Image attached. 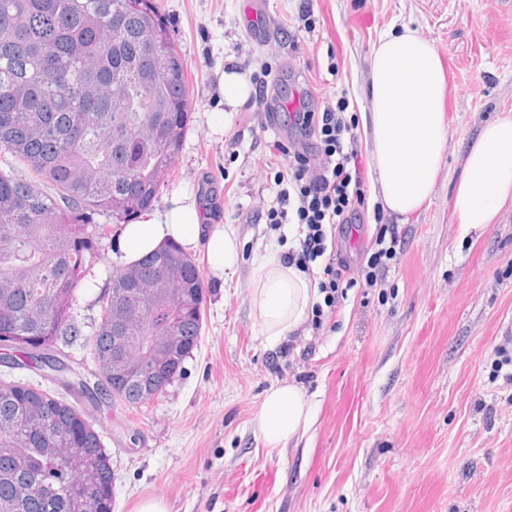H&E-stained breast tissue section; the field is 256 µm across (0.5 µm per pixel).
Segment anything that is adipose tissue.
Here are the masks:
<instances>
[{
	"mask_svg": "<svg viewBox=\"0 0 512 512\" xmlns=\"http://www.w3.org/2000/svg\"><path fill=\"white\" fill-rule=\"evenodd\" d=\"M445 94L444 65L428 42L409 31L379 38L371 62L370 110L362 115V127L371 144L373 189L396 215L420 210L432 193L446 143ZM510 201L512 119L503 117L486 123L466 147L455 194L457 221L470 227L495 223ZM169 242L204 247L206 264L218 277L237 250L223 228L203 232L196 203L181 197L173 198L163 215L124 225L118 245L133 263ZM317 295L316 280L278 255L261 263L250 305L267 341L275 344L297 332ZM312 417L305 394L281 384L265 393L254 424L267 447L282 448L307 431Z\"/></svg>",
	"mask_w": 512,
	"mask_h": 512,
	"instance_id": "1",
	"label": "adipose tissue"
}]
</instances>
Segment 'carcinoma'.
Here are the masks:
<instances>
[{
  "mask_svg": "<svg viewBox=\"0 0 512 512\" xmlns=\"http://www.w3.org/2000/svg\"><path fill=\"white\" fill-rule=\"evenodd\" d=\"M152 35L158 53L140 44ZM189 72L156 0H0V337L53 367L84 338L113 396L134 407L165 393L201 340L203 275L176 243L131 264L76 308L112 225L158 200L190 123ZM167 273L161 301L127 297ZM123 340H118V337ZM169 356L112 375L140 346ZM112 467L85 411L25 382L0 384V512H79L112 500Z\"/></svg>",
  "mask_w": 512,
  "mask_h": 512,
  "instance_id": "1",
  "label": "carcinoma"
}]
</instances>
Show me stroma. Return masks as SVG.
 <instances>
[{"mask_svg": "<svg viewBox=\"0 0 512 512\" xmlns=\"http://www.w3.org/2000/svg\"><path fill=\"white\" fill-rule=\"evenodd\" d=\"M158 2L191 75V121L152 212L178 194L204 202V223L223 225L239 250L223 277L205 274L201 342L164 396L131 408L102 393L88 410L111 460L112 512L149 498L167 512H512V364L499 354L512 352V203L482 228L454 211L467 143L512 114V0H260L266 42L252 36L246 0ZM305 6L318 20L309 33ZM406 28L434 47L448 79L449 145L431 198L401 217L365 195L353 242L340 244L351 269L332 316L268 344L251 278L266 256L297 246L266 212L286 163L275 145L300 134L262 129L219 75L265 68L279 97L301 89L317 109L344 94L357 118L369 109L375 44ZM382 222L398 225L402 244L370 287L361 268ZM124 264L104 248L78 293L82 322ZM64 353V376L1 361L0 382L76 403L67 382L96 365L82 343ZM279 383L310 399L313 422L269 448L254 418Z\"/></svg>", "mask_w": 512, "mask_h": 512, "instance_id": "stroma-1", "label": "stroma"}]
</instances>
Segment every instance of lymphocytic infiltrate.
<instances>
[{
  "label": "lymphocytic infiltrate",
  "instance_id": "1",
  "mask_svg": "<svg viewBox=\"0 0 512 512\" xmlns=\"http://www.w3.org/2000/svg\"><path fill=\"white\" fill-rule=\"evenodd\" d=\"M349 105L342 95L322 111L303 107L289 113L307 141L286 149L287 163L274 177L276 204L267 213L269 223L297 227L299 248L289 252V262L306 272L315 265L320 268L318 288L324 304L311 310L316 328L323 323L325 309L335 308L340 280L351 269L338 240L357 222V206L363 201L362 152L355 121L346 115ZM399 243L397 225L380 226L363 267L367 285H376Z\"/></svg>",
  "mask_w": 512,
  "mask_h": 512
}]
</instances>
